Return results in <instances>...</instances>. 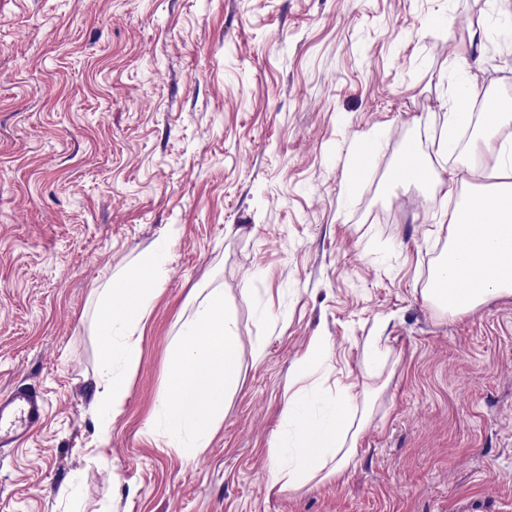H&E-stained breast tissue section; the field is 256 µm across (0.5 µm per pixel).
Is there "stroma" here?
<instances>
[{
    "label": "stroma",
    "mask_w": 512,
    "mask_h": 512,
    "mask_svg": "<svg viewBox=\"0 0 512 512\" xmlns=\"http://www.w3.org/2000/svg\"><path fill=\"white\" fill-rule=\"evenodd\" d=\"M454 48L488 97L512 93V0H0V392L48 401L0 454V512H512V296L432 308L441 202L395 177L409 145L434 151ZM162 236L169 276L102 443L94 290ZM203 288L236 317L240 375L186 460L146 425L159 396L189 408L171 344ZM350 384L374 411L345 474L268 491L289 397Z\"/></svg>",
    "instance_id": "1"
}]
</instances>
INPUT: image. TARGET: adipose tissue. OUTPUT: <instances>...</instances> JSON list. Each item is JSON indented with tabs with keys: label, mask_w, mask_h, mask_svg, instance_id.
Instances as JSON below:
<instances>
[{
	"label": "adipose tissue",
	"mask_w": 512,
	"mask_h": 512,
	"mask_svg": "<svg viewBox=\"0 0 512 512\" xmlns=\"http://www.w3.org/2000/svg\"><path fill=\"white\" fill-rule=\"evenodd\" d=\"M457 77L448 88L449 132L469 125L470 113L463 105L480 94L477 78L462 55L453 59ZM483 134L473 138L458 166L493 156V190L463 199L460 212L449 215L452 229L448 251L464 253L468 262H438L425 290L427 301L448 315L471 312L490 296H512V139L502 129L512 126V111L485 113ZM439 172L433 165L413 168L399 164L402 180L424 184L430 194L452 198L457 194V168ZM506 201V216L489 231L464 223L461 213ZM169 243L159 239L153 251L142 258L133 273L118 272L97 288L96 322L104 340L100 349L102 372L95 382L94 402L99 413V441H107L114 417L120 412L135 365L143 323L168 276ZM460 278L461 288L448 289L449 279ZM240 340L234 314L224 303V293L214 289L196 306L180 326L171 346L174 366L188 372L206 366L207 379L224 387L223 397L206 395L201 414L175 413L166 398H158L150 419L149 433L166 447L181 449L192 456L208 447L214 430L224 420V401L235 393L239 371L236 360ZM370 400H358L344 388L335 392L317 390L300 403L289 404L273 435L268 469V486L295 490L315 479L341 475L356 456L358 440L372 416Z\"/></svg>",
	"instance_id": "1"
}]
</instances>
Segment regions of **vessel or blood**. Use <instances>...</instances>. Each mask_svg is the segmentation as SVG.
I'll return each mask as SVG.
<instances>
[{"label": "vessel or blood", "instance_id": "obj_1", "mask_svg": "<svg viewBox=\"0 0 512 512\" xmlns=\"http://www.w3.org/2000/svg\"><path fill=\"white\" fill-rule=\"evenodd\" d=\"M46 414L43 396L29 386L0 393V447L5 448L28 436Z\"/></svg>", "mask_w": 512, "mask_h": 512}]
</instances>
